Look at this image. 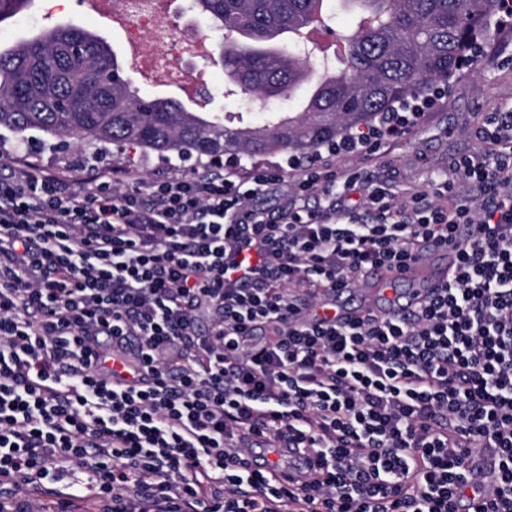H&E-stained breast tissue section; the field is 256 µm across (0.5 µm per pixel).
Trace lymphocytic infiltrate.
I'll return each mask as SVG.
<instances>
[{
	"mask_svg": "<svg viewBox=\"0 0 512 512\" xmlns=\"http://www.w3.org/2000/svg\"><path fill=\"white\" fill-rule=\"evenodd\" d=\"M420 115L343 149L375 152ZM479 136L402 200L327 164L292 181L0 165V512H41L48 476L58 512L87 492L101 512H458L478 458L488 512H512V112ZM442 245L446 285L403 314L302 320ZM258 441L318 467L282 484L250 469Z\"/></svg>",
	"mask_w": 512,
	"mask_h": 512,
	"instance_id": "f902f5d3",
	"label": "lymphocytic infiltrate"
}]
</instances>
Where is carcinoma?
<instances>
[{"label": "carcinoma", "instance_id": "cac0c4a2", "mask_svg": "<svg viewBox=\"0 0 512 512\" xmlns=\"http://www.w3.org/2000/svg\"><path fill=\"white\" fill-rule=\"evenodd\" d=\"M332 0H192L231 38L212 54L227 83L258 106L311 81V30L324 26ZM357 17L336 34V63L318 68L304 111L281 122L261 113L258 128L232 129L173 99L145 100L124 77L104 38L74 23L45 27L0 48V129L34 133L49 147L67 138L98 159L110 147L143 155L212 160L222 155L304 153L333 145L395 105L476 67L477 53L505 0H342ZM35 0H0V24Z\"/></svg>", "mask_w": 512, "mask_h": 512}]
</instances>
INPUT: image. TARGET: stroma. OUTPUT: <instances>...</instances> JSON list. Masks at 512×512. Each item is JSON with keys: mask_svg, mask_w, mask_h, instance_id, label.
Instances as JSON below:
<instances>
[{"mask_svg": "<svg viewBox=\"0 0 512 512\" xmlns=\"http://www.w3.org/2000/svg\"><path fill=\"white\" fill-rule=\"evenodd\" d=\"M72 22L101 35L128 68V75L140 96L184 100L183 80L191 74H204L208 99L206 112L223 116L231 128L257 126L258 114L249 97L226 95V77L221 66L210 59L185 58L170 73L144 77L125 44L122 24L116 17L90 13L83 0H36L35 9L21 18L0 24V44L7 46L31 37L38 29L56 23ZM512 111V20L495 23L479 53L475 71L463 73L441 90L425 117L403 135L372 155L342 156L322 148L314 152L318 161H331L337 170H365L374 181L389 185L399 194L410 190L431 191L432 183L447 172L451 162L474 154L481 146L479 129L492 112ZM37 164L49 172L80 176L89 169L76 148L55 152L38 141H21L10 133L0 134V164ZM104 167L129 169L142 178L157 179L188 175L197 170L194 160L147 159L139 152L109 156Z\"/></svg>", "mask_w": 512, "mask_h": 512, "instance_id": "35a3bbf8", "label": "stroma"}]
</instances>
